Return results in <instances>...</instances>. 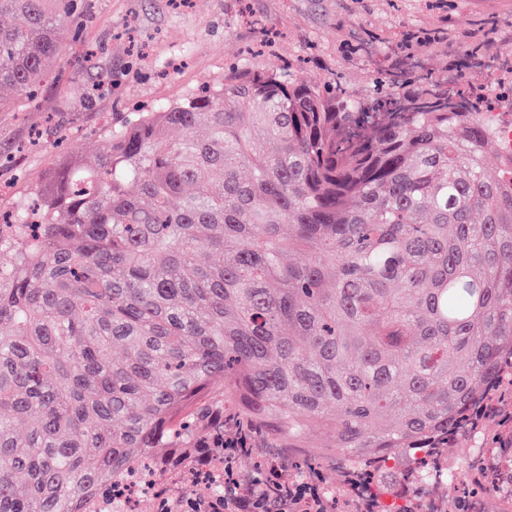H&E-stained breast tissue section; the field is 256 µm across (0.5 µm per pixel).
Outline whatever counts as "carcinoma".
<instances>
[{
	"instance_id": "obj_1",
	"label": "carcinoma",
	"mask_w": 512,
	"mask_h": 512,
	"mask_svg": "<svg viewBox=\"0 0 512 512\" xmlns=\"http://www.w3.org/2000/svg\"><path fill=\"white\" fill-rule=\"evenodd\" d=\"M57 2L0 0L18 100L62 47ZM439 97L376 120L337 80L233 68L0 212V512H116L114 484L162 481L226 430L304 449L297 474L338 448L379 495L419 454L399 476L443 482L479 427L512 487V155L487 177L489 121ZM315 426L333 442L309 448ZM213 452L190 494L224 495Z\"/></svg>"
}]
</instances>
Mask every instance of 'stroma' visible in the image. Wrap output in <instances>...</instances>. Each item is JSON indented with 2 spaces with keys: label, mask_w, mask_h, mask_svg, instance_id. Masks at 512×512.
I'll return each mask as SVG.
<instances>
[{
  "label": "stroma",
  "mask_w": 512,
  "mask_h": 512,
  "mask_svg": "<svg viewBox=\"0 0 512 512\" xmlns=\"http://www.w3.org/2000/svg\"><path fill=\"white\" fill-rule=\"evenodd\" d=\"M78 9L83 28L47 61L36 105L0 112L1 208L22 205L58 157L106 149V118L176 101L236 65L273 69L306 54L302 76L338 72L361 93L379 67L399 83L492 90L487 67L462 69L459 60L476 39L489 55L512 50V0H78ZM291 458L258 436L233 451L232 467L249 480L266 476V462L284 468ZM443 462L456 485L434 488L438 512H500L495 487L460 500L469 452L448 449ZM306 481L336 500L335 512L373 505L353 495L335 461Z\"/></svg>",
  "instance_id": "1"
}]
</instances>
